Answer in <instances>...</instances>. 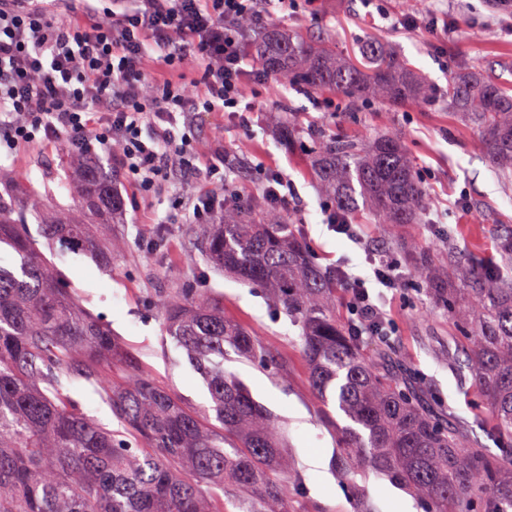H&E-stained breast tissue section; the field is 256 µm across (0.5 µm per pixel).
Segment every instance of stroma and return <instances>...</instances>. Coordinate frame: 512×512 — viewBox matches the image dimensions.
I'll return each mask as SVG.
<instances>
[{
  "label": "stroma",
  "mask_w": 512,
  "mask_h": 512,
  "mask_svg": "<svg viewBox=\"0 0 512 512\" xmlns=\"http://www.w3.org/2000/svg\"><path fill=\"white\" fill-rule=\"evenodd\" d=\"M434 7L433 0H424L417 25L407 28L402 23L403 0H315L305 13L277 12L270 25L331 40L346 58L359 57L360 38L376 35L408 58L430 83L441 87L465 67L481 71L495 84L512 81V17L493 13L488 0H448L451 29L434 33L424 23ZM247 92L267 105L258 121L243 128L230 117L213 115L195 130L197 150L205 152L210 141L219 138L227 161L247 162V174L230 178L233 190L245 201L260 197L262 168L282 170L296 194L289 210L291 219L320 268L343 260L363 275L368 271L366 253L399 260L406 250L436 243L442 248L440 260L462 257L492 276L504 275L498 241L512 231V183L491 168L478 132L462 125L447 104L434 110L414 105L394 109L373 102L353 108L339 95L331 107L327 95L296 93L284 80L272 88L251 84ZM283 112L294 113L302 127L324 126L365 142L382 133L399 137L434 201L431 223L418 226L404 239L392 237L386 225L368 224L361 246L332 231L326 224L325 200L311 172L307 146L288 150L275 133ZM68 156L61 144H35L0 154V171L43 196L56 211L70 214L77 209V194L67 178ZM193 191V184L176 176L170 183L169 199L151 203L123 187L126 210L121 222L96 228L99 237L115 243L108 260L48 243L37 220H29L26 232L56 266L75 298L137 355L144 371L194 408L209 405V394L182 351L164 334L157 303L167 288H208L222 298L225 315L248 328L276 357V366L265 368L229 349L224 353V369L244 383L285 429L295 467L303 478L302 490L288 493L291 512H354L350 487L338 482L330 469L336 437L321 417L298 327L271 307L258 289L210 268L196 247V225L154 223V216L169 211L171 197ZM155 236L162 241L157 249L149 245ZM408 279V289L388 290L381 298L392 321L386 344L430 408L465 422L476 446L502 454L512 445V438L494 431L483 398L470 376L460 370L458 363L464 355L447 310L433 299L423 276L412 272ZM59 384L79 411L119 430L109 404L91 384L64 373ZM353 485L372 512H423L412 495L384 477L359 475Z\"/></svg>",
  "instance_id": "35a3bbf8"
}]
</instances>
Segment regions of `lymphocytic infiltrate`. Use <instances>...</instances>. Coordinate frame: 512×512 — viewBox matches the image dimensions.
<instances>
[{
	"label": "lymphocytic infiltrate",
	"instance_id": "1",
	"mask_svg": "<svg viewBox=\"0 0 512 512\" xmlns=\"http://www.w3.org/2000/svg\"><path fill=\"white\" fill-rule=\"evenodd\" d=\"M272 12L264 0H0V142L115 159L146 198L190 176L203 188L174 200L169 218L212 223L226 199L224 147L197 167L192 128L212 114L250 127L261 105L247 87L273 77L249 60L239 22L262 27ZM365 260L370 275L338 264L336 281L352 333L381 336L390 320L372 291L407 278L395 260Z\"/></svg>",
	"mask_w": 512,
	"mask_h": 512
}]
</instances>
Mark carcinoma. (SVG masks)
Instances as JSON below:
<instances>
[{
    "label": "carcinoma",
    "mask_w": 512,
    "mask_h": 512,
    "mask_svg": "<svg viewBox=\"0 0 512 512\" xmlns=\"http://www.w3.org/2000/svg\"><path fill=\"white\" fill-rule=\"evenodd\" d=\"M251 54L307 94L334 91L351 102L377 99L392 107L446 101L482 129L490 163L512 175V82L490 84L464 68L439 88L376 38L361 43L357 63L340 57L330 41L279 29L253 39ZM311 163L336 209L350 217L363 205L395 236L432 211L394 136L362 144L319 134ZM69 172L85 222L62 218L20 186L16 198L0 197V246L20 257L17 269L0 264V512H224L226 495L244 512H290L288 485L299 479L279 423L222 361L227 343L239 356L268 364L259 339L225 317L206 288H173L161 300L165 332L208 389L211 413H201L141 370L32 247L29 214L40 218L49 242L104 259L112 254V243L95 238L91 226L118 222L124 200L90 159L71 157ZM199 239L214 268L263 287L299 326L313 391L326 402L333 390L348 421L336 429L331 467L339 478L361 469L382 474L425 512H512V449L498 456L476 447L467 427L434 414L413 391L386 345L366 347L351 335L336 316V277L309 259L288 211L261 198L233 203L215 223L201 225ZM403 261L424 273L460 326V369L495 429L512 436V278L490 279L475 265L450 271L438 263L436 247L408 252ZM114 362L122 379L102 382ZM62 371L101 384L122 434L75 408L56 384Z\"/></svg>",
    "instance_id": "1"
}]
</instances>
